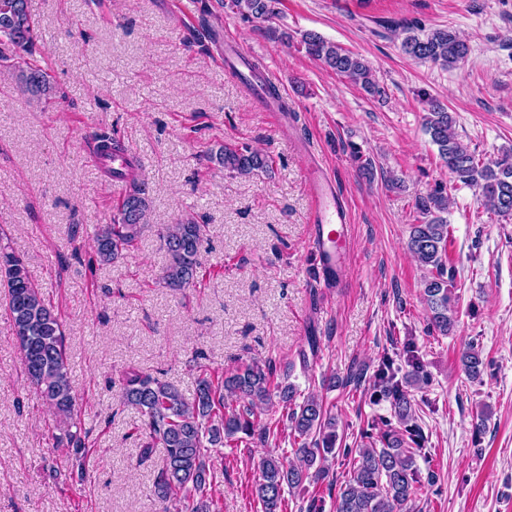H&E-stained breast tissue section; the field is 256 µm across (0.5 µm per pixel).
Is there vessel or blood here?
Wrapping results in <instances>:
<instances>
[{
	"mask_svg": "<svg viewBox=\"0 0 512 512\" xmlns=\"http://www.w3.org/2000/svg\"><path fill=\"white\" fill-rule=\"evenodd\" d=\"M309 175L317 222V234L311 248L323 272L331 275L342 260L341 244L346 237L345 208L336 200V186L331 176L317 166L310 168Z\"/></svg>",
	"mask_w": 512,
	"mask_h": 512,
	"instance_id": "b4317fda",
	"label": "vessel or blood"
}]
</instances>
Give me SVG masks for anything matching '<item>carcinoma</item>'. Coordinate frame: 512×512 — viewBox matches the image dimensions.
<instances>
[{"label": "carcinoma", "mask_w": 512, "mask_h": 512, "mask_svg": "<svg viewBox=\"0 0 512 512\" xmlns=\"http://www.w3.org/2000/svg\"><path fill=\"white\" fill-rule=\"evenodd\" d=\"M275 0H220L246 19L268 21L275 14ZM400 39L402 52L412 59L452 68L466 61L469 46L449 29L425 31L416 21L389 25ZM38 38V21L28 0H0V63L14 61L23 92L48 96L50 75L35 62L21 56L32 54ZM305 53L322 62L337 75L349 79L367 94L382 95L368 63L315 33L303 35ZM424 127L438 147L440 160L458 182L476 189L485 210L505 221L512 220V152L483 160L459 139L447 107L436 98L426 100ZM113 139L103 153L119 157L121 168L111 173L129 184L112 223L97 234V256L108 264L132 246L147 222V184L139 180L137 164L123 153ZM208 159L240 175L267 172L271 160L246 146L223 145ZM416 224L411 226L407 247L417 261L429 269L424 300L429 329L441 336L451 334L458 322L455 267L448 254L450 229L443 213L448 211V193L438 186L415 203ZM168 262L161 279L167 287L182 290L198 282L201 225L180 221L163 235ZM0 285L7 288V309L13 334L19 344L25 372L54 414L67 421L75 416V399L69 382V364L62 324L51 305L31 282L24 261L0 246ZM460 362L468 378L482 375L483 359L477 344L462 351ZM411 370L397 377L393 362H382L372 384L370 399H387L393 418L371 422L359 431L354 446L336 448V418L321 400L306 396L296 402V388L274 382L276 367L271 362L252 360L229 374L196 380L194 397L188 401L174 385L150 373L131 369L122 378V397L143 417L141 430L147 439L141 460L150 458L153 448L165 450L162 467L154 481V492L163 502L184 494V512H211L206 500L210 472V449L229 447L239 435H255L265 442L277 437L279 421H269L255 433V411L259 405L279 399L292 431V452L297 463L269 456L264 459L253 493L261 512H284L285 491L307 495V512H323L324 499L308 489L309 484L328 481L336 488L335 512H414L421 490L417 458H428V437L417 423L415 397L410 387L428 383L419 357L407 359ZM341 453L347 461L339 474L321 465L326 456ZM200 495L192 500L186 493Z\"/></svg>", "instance_id": "1"}]
</instances>
